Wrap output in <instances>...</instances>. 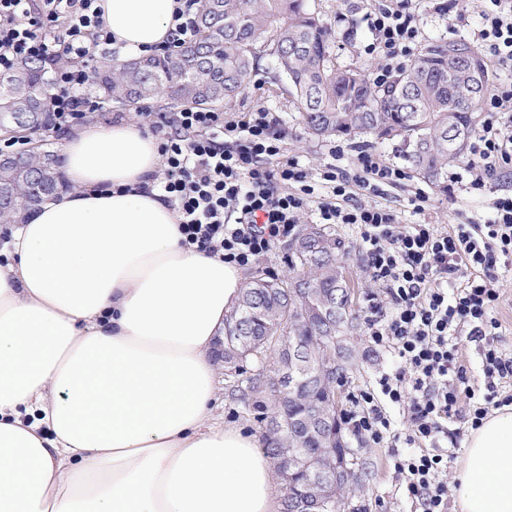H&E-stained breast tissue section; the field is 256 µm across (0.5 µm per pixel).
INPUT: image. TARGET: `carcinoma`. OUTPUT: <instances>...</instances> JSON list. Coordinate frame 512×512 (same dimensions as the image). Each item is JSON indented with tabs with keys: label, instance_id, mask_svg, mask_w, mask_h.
Returning <instances> with one entry per match:
<instances>
[{
	"label": "carcinoma",
	"instance_id": "obj_1",
	"mask_svg": "<svg viewBox=\"0 0 512 512\" xmlns=\"http://www.w3.org/2000/svg\"><path fill=\"white\" fill-rule=\"evenodd\" d=\"M196 41L171 57L114 63L96 58L91 85L101 91L107 108L139 110L141 104L170 92L186 106L219 110L246 89L263 58L274 62L273 80L288 83L302 124L322 139L373 137L398 140L412 169L441 191H448V163L465 156L467 141L455 143L448 121L471 135L479 123L491 79L482 53L466 41L435 39L385 84L369 72L336 64L331 28L308 6V0H199ZM72 61L20 60L0 72V131L13 134L17 124L31 134L51 126L50 72ZM64 190L54 154L35 147L27 168L0 164V224H18L22 214ZM350 254L345 243L326 227L303 242L289 261L290 276L256 278L242 288L226 319L218 360L225 374L241 384L245 410L259 412L258 421L307 413L305 400L320 401L325 389L317 382L302 399L288 400L267 369L269 353L283 363L288 342L304 337L308 366H319L326 338L316 310L344 294L337 271ZM309 291L311 307L296 309L291 288Z\"/></svg>",
	"mask_w": 512,
	"mask_h": 512
}]
</instances>
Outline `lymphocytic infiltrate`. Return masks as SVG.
Listing matches in <instances>:
<instances>
[{
	"mask_svg": "<svg viewBox=\"0 0 512 512\" xmlns=\"http://www.w3.org/2000/svg\"><path fill=\"white\" fill-rule=\"evenodd\" d=\"M95 2L0 0V71L22 59L71 60L53 71L57 131L82 124L94 106L86 93L90 56L111 42ZM368 26L372 39L363 52L381 58L371 78L383 84L420 45V20L412 0H379ZM59 28L61 43L54 37ZM472 37L489 62L512 74V0H484ZM483 112L469 163L449 176L471 193L512 178V77L493 85ZM157 127L160 166L150 179L178 215L182 246L247 270L291 235L306 208L318 223L355 228L366 272L379 287L368 299L367 341L396 366L359 391L343 421L367 446L389 447L401 494L415 512H448L449 418L460 415L478 427L494 392L512 388V354L487 342L501 327L493 315L500 300L495 269L512 256V195L492 198L481 224H404L388 207L355 200L357 192L410 179L375 150H358L348 166L326 167L319 179L329 195L321 199L308 171L285 156L288 133L268 112L240 120L192 107L162 114ZM463 330L485 344L482 394L467 383Z\"/></svg>",
	"mask_w": 512,
	"mask_h": 512,
	"instance_id": "1",
	"label": "lymphocytic infiltrate"
}]
</instances>
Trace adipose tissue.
<instances>
[{
	"instance_id": "adipose-tissue-1",
	"label": "adipose tissue",
	"mask_w": 512,
	"mask_h": 512,
	"mask_svg": "<svg viewBox=\"0 0 512 512\" xmlns=\"http://www.w3.org/2000/svg\"><path fill=\"white\" fill-rule=\"evenodd\" d=\"M113 48L164 46L176 0H97ZM158 140L136 124L65 134L73 190L0 253V512H279L274 461L214 410L236 265L181 246ZM460 512H512V405L470 431Z\"/></svg>"
}]
</instances>
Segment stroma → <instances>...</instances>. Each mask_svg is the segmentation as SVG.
Masks as SVG:
<instances>
[{"label": "stroma", "instance_id": "1", "mask_svg": "<svg viewBox=\"0 0 512 512\" xmlns=\"http://www.w3.org/2000/svg\"><path fill=\"white\" fill-rule=\"evenodd\" d=\"M309 3L324 22L336 28L333 55L337 62L375 69L376 58L362 52L363 45L370 38L364 16L373 8L375 0H309ZM341 13L354 19V27L337 24L336 17ZM251 82V88L244 91L231 106V113L242 117L263 109L272 118L284 123L288 129L287 156L297 158L300 165L312 175H319L325 167L335 163L334 141L319 140L307 134L298 121L297 110L285 83L270 82L268 75L262 71L253 75ZM178 109V103L164 96L145 101L138 112L96 110L89 113L88 121L105 126L119 122L134 123L147 131L151 128L150 114L175 112ZM430 194L433 205L423 217L413 213L407 193L400 188L389 190L380 197L369 196L368 201L392 208L406 224L427 221L445 227L472 219H483L488 215L486 199L473 194L461 190L448 194L436 188L431 189ZM349 266L355 282L359 284L355 306L358 320L349 341V370L340 390V407L344 410L351 407L353 397L360 389L373 382L379 372L393 364L390 355L372 350L367 342L364 322L367 298L370 293L378 292L379 287L367 277L361 253H354ZM348 442L355 452L357 479L344 500L343 512H410L411 505L399 491L400 478L389 463L387 449L368 447L353 435L349 436Z\"/></svg>", "mask_w": 512, "mask_h": 512}]
</instances>
